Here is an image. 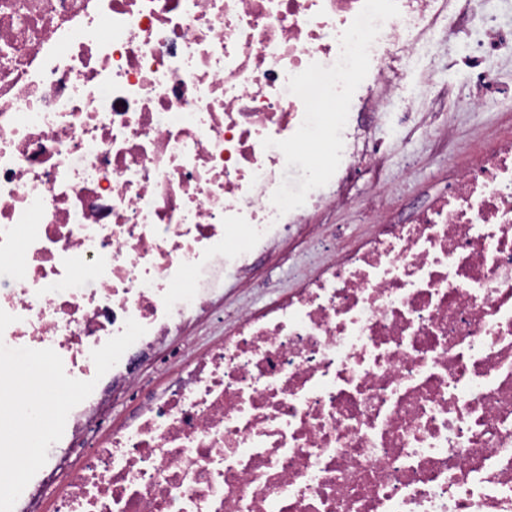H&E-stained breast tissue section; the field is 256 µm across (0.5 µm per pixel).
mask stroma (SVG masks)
Masks as SVG:
<instances>
[{"mask_svg": "<svg viewBox=\"0 0 512 512\" xmlns=\"http://www.w3.org/2000/svg\"><path fill=\"white\" fill-rule=\"evenodd\" d=\"M475 48L472 37L446 42L433 60L423 63V76L434 84L424 95V111L407 117L390 113L378 127L375 137L381 145L382 163L353 185L346 204L311 214L310 223L322 230L318 247L291 248L287 260L264 265L252 288L225 291L221 312L194 331L190 346L195 352H202L213 337L231 330L232 317L239 308L272 304L295 288L302 275L315 272L328 250L354 245L370 235L374 230L368 216L372 204L399 208L446 190L451 168L463 166L477 149L476 131L486 129L512 138V61L488 60L490 92L482 105H473L469 91L475 72L456 65L455 60ZM442 125L453 130L451 141L437 137L435 130Z\"/></svg>", "mask_w": 512, "mask_h": 512, "instance_id": "1", "label": "stroma"}]
</instances>
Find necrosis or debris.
Instances as JSON below:
<instances>
[{"label": "necrosis or debris", "mask_w": 512, "mask_h": 512, "mask_svg": "<svg viewBox=\"0 0 512 512\" xmlns=\"http://www.w3.org/2000/svg\"><path fill=\"white\" fill-rule=\"evenodd\" d=\"M498 0H0V341L95 380L54 512H512V139L178 363L222 275L347 199L375 87ZM478 55H462L474 65ZM324 109H317L315 100ZM147 332L104 376L93 349ZM137 405L107 419L115 396Z\"/></svg>", "instance_id": "obj_1"}]
</instances>
